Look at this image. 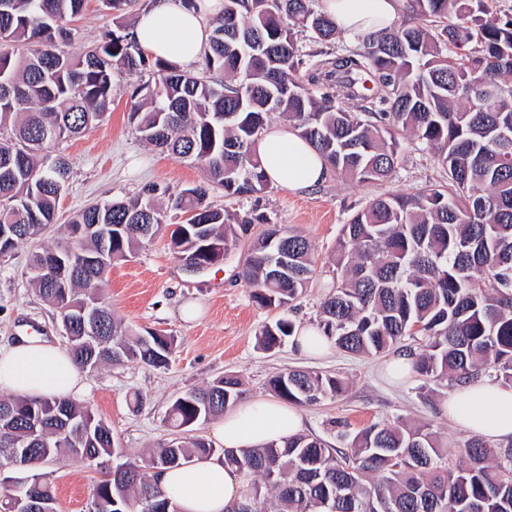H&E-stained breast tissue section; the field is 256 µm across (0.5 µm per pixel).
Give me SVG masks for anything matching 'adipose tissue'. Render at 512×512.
<instances>
[{
	"label": "adipose tissue",
	"instance_id": "obj_1",
	"mask_svg": "<svg viewBox=\"0 0 512 512\" xmlns=\"http://www.w3.org/2000/svg\"><path fill=\"white\" fill-rule=\"evenodd\" d=\"M322 11L338 29L352 37L389 28L402 0H320ZM222 0H152L134 29L149 55L189 67L205 53L209 21L220 13ZM261 164L271 183L293 192L322 184L328 167L320 154L296 130L276 124L264 130L257 144ZM87 387L81 369L66 350L49 340L22 335L0 347V391L27 397H72ZM444 414L474 436L496 443L512 440V385L494 378L456 387ZM301 413L276 399H253L230 407L214 429L227 450L256 448L298 434ZM158 484L171 492L182 512H227L238 497L243 477L225 468L222 459H197L162 470Z\"/></svg>",
	"mask_w": 512,
	"mask_h": 512
}]
</instances>
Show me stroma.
Returning a JSON list of instances; mask_svg holds the SVG:
<instances>
[{
    "label": "stroma",
    "instance_id": "1",
    "mask_svg": "<svg viewBox=\"0 0 512 512\" xmlns=\"http://www.w3.org/2000/svg\"><path fill=\"white\" fill-rule=\"evenodd\" d=\"M115 24L112 10L101 0H88L73 23L75 37L69 52L81 54ZM141 80V74L123 73L112 89V108L105 119L61 144L71 176L59 201L57 223L38 241L20 243L10 257L0 260L1 347L32 329L66 346L60 316L32 287L28 267L32 252L52 244L74 213L95 202L130 198L147 185L176 192L206 183L202 168L141 140L129 120L131 94ZM443 175L430 151L406 139L392 177L382 182L345 181L331 173L322 185L305 193L276 186L247 198L228 196L216 188L209 193V203L249 227L223 262L201 273L186 272L165 230L133 257L112 266L103 294L114 315L140 329L174 336L177 347L165 368L106 365L87 375L89 391L81 400L111 427L123 456L98 463L62 457L41 464L40 472L53 486L58 512H89L98 482L119 460L141 461L151 448L175 438L165 416L177 396L227 374L241 380L246 401L270 396L269 379L293 369L342 379L346 384L342 396L301 409L304 434L337 448L346 447L347 437L364 428L394 422L431 425L442 443L464 447L469 433L442 413L451 390L447 381L425 383L414 375L403 383H390L382 375L390 359L386 353L362 357L336 349L327 357L311 359L289 341L272 351L260 349L256 343L260 329L279 313L252 303L238 277L240 262L262 225L278 224L305 237L317 274L287 315L298 325L317 324L333 277L329 258L343 224L373 199L424 188L442 181Z\"/></svg>",
    "mask_w": 512,
    "mask_h": 512
}]
</instances>
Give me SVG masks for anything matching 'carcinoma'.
Listing matches in <instances>:
<instances>
[{"label": "carcinoma", "mask_w": 512, "mask_h": 512, "mask_svg": "<svg viewBox=\"0 0 512 512\" xmlns=\"http://www.w3.org/2000/svg\"><path fill=\"white\" fill-rule=\"evenodd\" d=\"M86 2L0 0V224L16 227L11 249L57 222L69 175L59 145L103 119L122 70L149 73L132 93L130 119L141 138L203 167L227 196L272 188L256 146L274 112L288 117L331 171L357 183L389 178L405 136L433 153L446 181L375 199L343 225L319 328L358 356L398 350L407 337L419 342L413 371L426 382L459 385L492 373L512 383V14L490 10L488 0H406L423 23L369 33L304 81L297 34L308 30L322 42L339 34L312 0H224L201 75L140 48L135 0H101L120 21L82 54H70L64 44ZM341 92L362 102L359 111L336 104ZM158 194L148 186L133 199L91 204L68 225H125L112 242V262L124 261L164 228ZM208 194L196 185L168 195L186 215L170 234L185 263L200 239L227 248L249 229L207 203ZM280 246L288 249V272L276 276L271 262ZM99 248L95 232L75 239L65 228L30 257L31 283L67 320L68 353L88 373L106 364L167 367L175 338L147 336L114 318L101 296L108 268L75 267L67 295L55 288L48 260ZM315 273L309 241L267 224L240 278L257 306L280 309ZM93 301L100 326L90 345L76 317ZM294 329L280 317L261 328L258 344L272 350ZM269 386L294 405L345 392L335 376L299 370L272 377ZM240 395L237 377L217 378L179 395L167 421L186 432L224 414ZM1 425L0 466L24 452L31 481L20 490L0 482V498L24 494L35 512H58L37 466L115 454L110 426L72 398H0ZM214 455L242 474L241 496L251 498L253 512H512V442L492 447L474 437L454 451L428 425L390 424L369 426L345 448L297 434L235 454L193 436L175 438L142 464L107 473L95 490L96 512H115L112 503L126 501L148 512L169 499L155 480L159 471Z\"/></svg>", "instance_id": "obj_1"}]
</instances>
